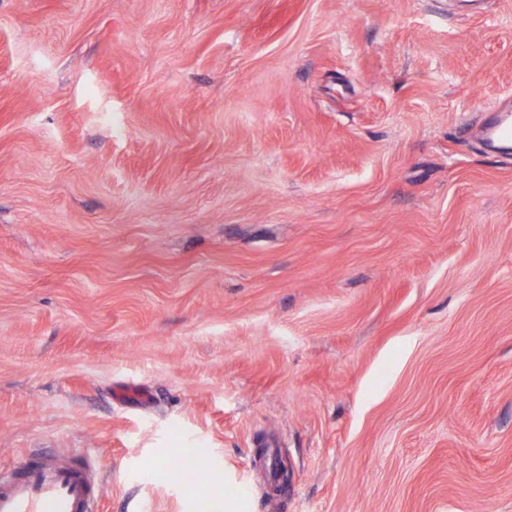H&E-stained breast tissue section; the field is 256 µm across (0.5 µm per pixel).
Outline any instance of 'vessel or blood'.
Masks as SVG:
<instances>
[{
	"mask_svg": "<svg viewBox=\"0 0 512 512\" xmlns=\"http://www.w3.org/2000/svg\"><path fill=\"white\" fill-rule=\"evenodd\" d=\"M90 455H28L0 471V512H91L102 492Z\"/></svg>",
	"mask_w": 512,
	"mask_h": 512,
	"instance_id": "b4317fda",
	"label": "vessel or blood"
}]
</instances>
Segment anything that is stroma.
<instances>
[{
  "mask_svg": "<svg viewBox=\"0 0 512 512\" xmlns=\"http://www.w3.org/2000/svg\"><path fill=\"white\" fill-rule=\"evenodd\" d=\"M498 109L512 0H0V462L96 449L100 512H512ZM203 457L199 454L194 468L186 467L182 464L181 458L176 457L169 462L168 473L173 482H182L184 484H193L198 476L209 474L208 461L204 448H200ZM203 461V465H201Z\"/></svg>",
  "mask_w": 512,
  "mask_h": 512,
  "instance_id": "1",
  "label": "stroma"
}]
</instances>
